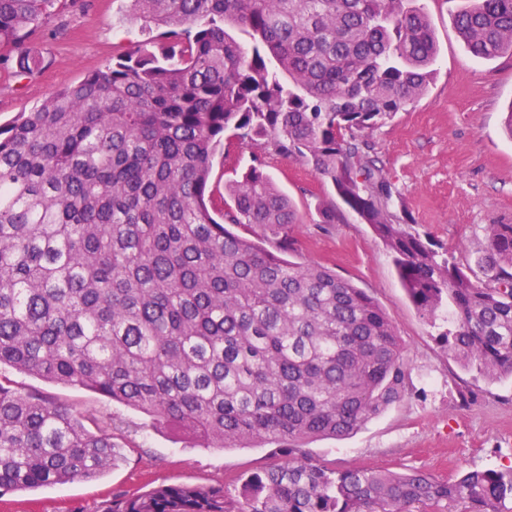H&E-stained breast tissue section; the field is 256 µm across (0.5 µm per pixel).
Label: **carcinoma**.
Instances as JSON below:
<instances>
[{"mask_svg":"<svg viewBox=\"0 0 512 512\" xmlns=\"http://www.w3.org/2000/svg\"><path fill=\"white\" fill-rule=\"evenodd\" d=\"M67 0H0V56ZM166 27L0 127V496L92 479L123 459L112 419L4 370L83 389L208 448L283 460L222 484L114 493L101 512H512V468L453 481L339 470L305 444L345 438L406 392L391 318L320 264L294 260L293 206L260 165L209 177L224 137L301 160L385 244L448 353L512 378V224H489L472 279L397 214L365 137L423 96L438 45L419 0H129ZM468 52L512 57V0H468ZM239 29L249 46L231 36ZM288 76L284 84L280 76Z\"/></svg>","mask_w":512,"mask_h":512,"instance_id":"carcinoma-1","label":"carcinoma"}]
</instances>
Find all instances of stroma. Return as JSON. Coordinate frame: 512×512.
Returning a JSON list of instances; mask_svg holds the SVG:
<instances>
[{"instance_id":"obj_1","label":"stroma","mask_w":512,"mask_h":512,"mask_svg":"<svg viewBox=\"0 0 512 512\" xmlns=\"http://www.w3.org/2000/svg\"><path fill=\"white\" fill-rule=\"evenodd\" d=\"M421 5L439 45L434 81L423 97L375 128L367 142L415 229L467 265L485 246L486 225L512 224V141L502 130L512 108V58L479 60L467 52L453 21L461 0H421ZM128 10V0H73L31 39L30 50L43 58L38 69L21 76L16 60L0 64V125L104 68L129 45L158 41V32H142L126 21ZM256 159L292 202L297 219L292 235L301 259L329 267L378 302L395 324L410 369L400 401L357 433L313 440L308 451L342 470L419 468L441 481L471 470L512 467V380L473 381L409 300L387 248L329 183L295 158L234 146L214 160L209 187L215 198ZM324 205L335 206L336 223H321ZM22 382L113 418L125 458L92 480L1 496L0 512H100L116 492L225 482L278 461L268 446L208 448L91 392L28 376ZM470 384L476 397L460 406L458 391Z\"/></svg>"}]
</instances>
